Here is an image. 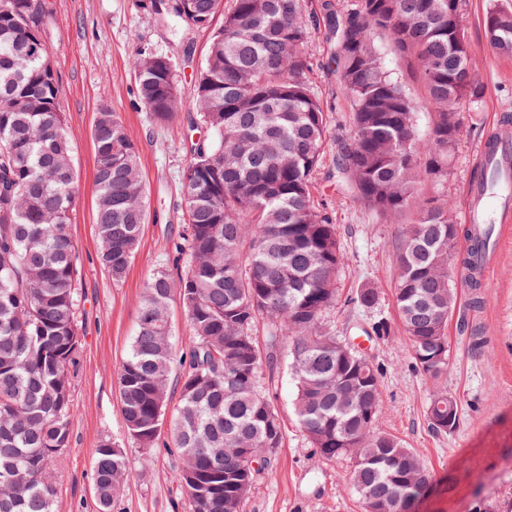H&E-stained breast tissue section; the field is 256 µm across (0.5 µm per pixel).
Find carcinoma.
<instances>
[{"mask_svg": "<svg viewBox=\"0 0 512 512\" xmlns=\"http://www.w3.org/2000/svg\"><path fill=\"white\" fill-rule=\"evenodd\" d=\"M40 0H0V512H55L50 469L68 447L72 369L80 347L76 247L68 226L78 174L62 118L48 46L52 23ZM223 0H184L181 13L153 12L172 27L207 29ZM334 39L336 83L351 133L336 141L338 181L383 221L404 225L397 243L395 306L416 368L434 384L448 372V319L458 293L448 266L470 237L448 200L427 183L448 180L460 140V106L482 88L460 0H234L211 34L193 97L156 69L158 51L134 57L136 95L159 125L188 107L206 126L191 142L182 174L186 226L172 267L156 271L141 299L139 323L118 377L123 419L141 448L168 447L184 462L175 478L194 512H242L258 470L281 447L276 407L264 372L288 357L295 414L324 459H353L351 485L379 512H413L431 484L425 462L379 432L380 369L323 323L336 304L343 254L336 225L314 200L312 179L328 151V115L313 94L307 43L315 13ZM485 37L512 56V12L489 0ZM389 39L421 89L414 99L382 60ZM434 114L425 143L419 110ZM95 226L103 266L118 281L138 250L147 201L137 140L116 113L94 129ZM475 240L465 263L481 287ZM178 295L191 332L175 359L168 304ZM371 333L391 336L378 316ZM179 402L168 412L170 380ZM428 418L448 432L457 400L433 394ZM99 512L129 477L122 452L104 440L94 451Z\"/></svg>", "mask_w": 512, "mask_h": 512, "instance_id": "1", "label": "carcinoma"}]
</instances>
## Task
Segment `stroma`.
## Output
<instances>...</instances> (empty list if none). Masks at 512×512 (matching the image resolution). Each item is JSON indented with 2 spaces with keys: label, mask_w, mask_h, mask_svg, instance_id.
Here are the masks:
<instances>
[{
  "label": "stroma",
  "mask_w": 512,
  "mask_h": 512,
  "mask_svg": "<svg viewBox=\"0 0 512 512\" xmlns=\"http://www.w3.org/2000/svg\"><path fill=\"white\" fill-rule=\"evenodd\" d=\"M53 15L47 46L63 90L61 110L79 177L74 219L69 227L77 249L80 280V337L73 378L71 438L55 469L57 512H99L93 455L110 440L125 455L129 479L113 512H193L174 478L180 464L160 435L154 448L129 439L118 392V375L137 331L143 287L162 267L184 230L180 179L189 162L186 140L193 136L188 110L174 125L150 121L135 94L132 60L138 50L177 53L176 83L183 99L194 93L208 31L175 36L135 0H43ZM486 0H462L463 21L472 47L473 74L483 87L478 105L462 106L463 131L443 187L455 211L475 167L478 145L512 136V57L493 51L485 38ZM311 87L329 117L328 135L349 130L336 97V76L327 65L323 25L308 39ZM117 113L136 137L140 170L148 196V222L138 251L121 281H114L99 258L95 226V152L92 129L97 112ZM330 162L315 176L314 197L336 224L343 260L336 277L337 302L324 321L337 336L370 327L377 315L394 328L389 339L364 342L381 369L379 430L413 448L432 471L428 490L415 512H512V242L499 252L490 280L479 292L459 289L448 321L449 362L445 386L460 404L455 430L440 434L428 425L434 390L419 372L399 326L394 293L400 225L380 222L329 177ZM374 289L378 303L353 304L356 292ZM265 384L279 412L284 439L257 475L243 512H366L350 485L352 460L322 459L297 424L294 385L285 366Z\"/></svg>",
  "instance_id": "1"
}]
</instances>
